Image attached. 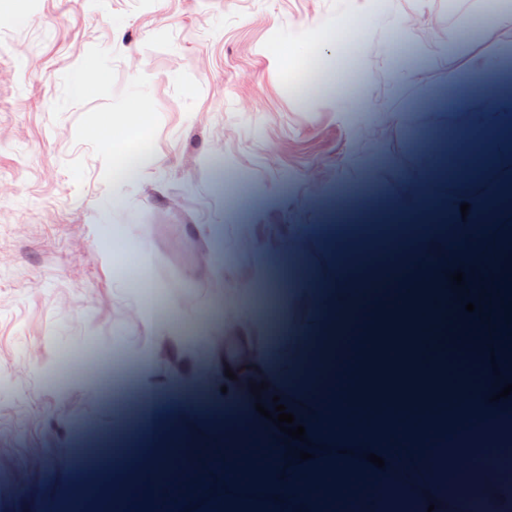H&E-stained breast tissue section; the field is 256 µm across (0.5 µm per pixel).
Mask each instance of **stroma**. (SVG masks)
Listing matches in <instances>:
<instances>
[{
	"label": "stroma",
	"mask_w": 512,
	"mask_h": 512,
	"mask_svg": "<svg viewBox=\"0 0 512 512\" xmlns=\"http://www.w3.org/2000/svg\"><path fill=\"white\" fill-rule=\"evenodd\" d=\"M482 5L0 0V512H45L115 437L227 373L247 385L254 336L290 364L302 340L286 329L316 315L308 296L333 278L317 257L298 262L302 243L354 235L353 216L400 192L381 177L340 201L336 186L377 155L427 179L452 140L442 125L426 152L411 149L417 102L464 79L487 42L512 57V28L469 24ZM396 34L414 48L404 72ZM452 39L455 55L437 51ZM296 44L307 62L285 66ZM372 101L382 109L364 133L351 111ZM135 112L150 126L118 147L101 137ZM144 151L151 166L121 171ZM255 308L270 313L257 330L225 320ZM171 330L207 344L114 418L87 344L133 364Z\"/></svg>",
	"instance_id": "35a3bbf8"
}]
</instances>
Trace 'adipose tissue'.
I'll return each mask as SVG.
<instances>
[{
    "label": "adipose tissue",
    "instance_id": "1",
    "mask_svg": "<svg viewBox=\"0 0 512 512\" xmlns=\"http://www.w3.org/2000/svg\"><path fill=\"white\" fill-rule=\"evenodd\" d=\"M469 75L485 79L484 120H467L456 140L482 142L487 154H512V141L499 132L512 125L505 112L512 93V60L496 47L472 53ZM391 210L424 233L404 239L401 258L353 289L320 318L298 322L313 339L290 369L264 351L253 362L268 387L266 408L281 403L304 426L305 441L281 432L269 419L251 432L224 424V409L248 402L228 389L187 404L207 433L205 445L185 439L176 424L178 408L168 409L138 449V467L127 449L106 448L99 470L112 484V507L126 500L161 504L164 512H197L202 495L222 497L226 512H238L244 499L259 501L264 512H323L340 503L344 512H512V475L490 463L479 471L457 467L472 448L497 437H512V371L484 366L480 385L456 368L447 346L423 336L440 314H447L455 340H470L489 322L512 320V303L485 289L483 273L512 255L503 244L485 240L488 228L512 232V209L498 207L460 235L449 223L453 209L437 199L434 185H411ZM443 252L449 272L461 271L470 289L449 291L430 259ZM476 312H467V303ZM315 381H306L309 372ZM400 394L419 402L420 415L380 413L372 423L355 422L354 404H373ZM308 459H300V450ZM381 457L377 467L369 454Z\"/></svg>",
    "mask_w": 512,
    "mask_h": 512
}]
</instances>
